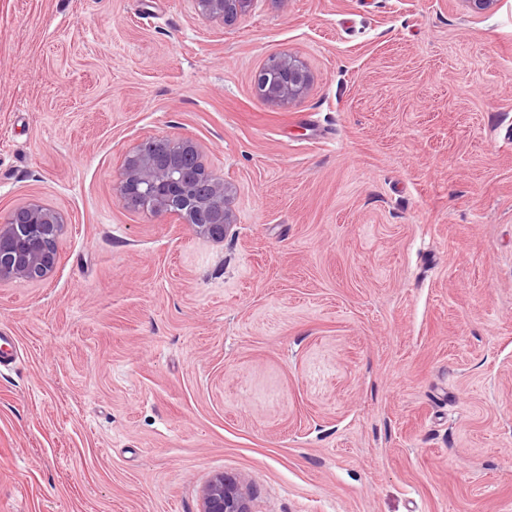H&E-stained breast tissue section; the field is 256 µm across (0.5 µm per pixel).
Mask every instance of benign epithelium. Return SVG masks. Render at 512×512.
I'll return each instance as SVG.
<instances>
[{
  "instance_id": "obj_1",
  "label": "benign epithelium",
  "mask_w": 512,
  "mask_h": 512,
  "mask_svg": "<svg viewBox=\"0 0 512 512\" xmlns=\"http://www.w3.org/2000/svg\"><path fill=\"white\" fill-rule=\"evenodd\" d=\"M211 18L232 22L249 13L255 0H192ZM313 82L311 71L297 56H274L256 77V89L266 101L290 104L306 95ZM184 157L200 159L197 146L186 139L147 137L124 162L122 178L115 188L125 205L156 214H173L215 240H223L231 223L226 205L224 179L205 166L195 169V178L205 191L191 197L185 192V170L176 164ZM63 225L61 213L39 203L11 211L0 222V282L12 279L39 280L58 262L57 240ZM200 512H251L244 489L219 473L201 492Z\"/></svg>"
}]
</instances>
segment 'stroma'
I'll return each instance as SVG.
<instances>
[{"label": "stroma", "mask_w": 512, "mask_h": 512, "mask_svg": "<svg viewBox=\"0 0 512 512\" xmlns=\"http://www.w3.org/2000/svg\"><path fill=\"white\" fill-rule=\"evenodd\" d=\"M313 75L277 105L275 55ZM230 190L217 242L123 205L145 137ZM0 512H512V0H0ZM201 12L211 18L232 22L249 13L255 0H193ZM279 68V79L267 86L265 71ZM313 82L311 71L297 56H274L256 77V89L266 101L274 104H290L306 95ZM63 224L59 211L36 202L11 211L0 222V282L39 280L53 271ZM200 512H251V509L244 489L219 473L202 489Z\"/></svg>", "instance_id": "stroma-1"}]
</instances>
